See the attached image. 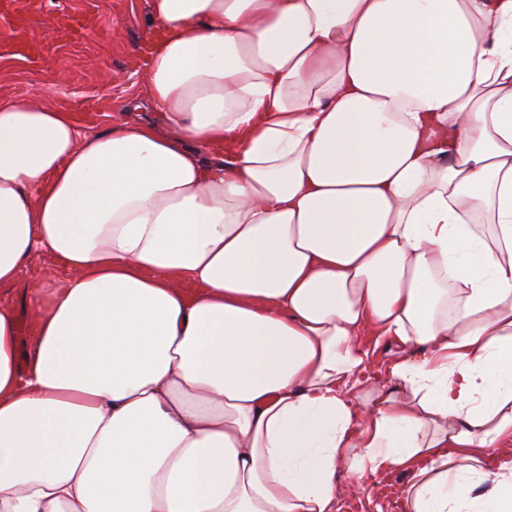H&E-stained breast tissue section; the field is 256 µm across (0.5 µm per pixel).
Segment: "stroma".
<instances>
[{
	"label": "stroma",
	"mask_w": 512,
	"mask_h": 512,
	"mask_svg": "<svg viewBox=\"0 0 512 512\" xmlns=\"http://www.w3.org/2000/svg\"><path fill=\"white\" fill-rule=\"evenodd\" d=\"M154 34L148 0H14L0 8V103L41 93L88 134L114 119L153 120L143 87ZM47 270L34 254L11 293L23 352L36 332L23 292Z\"/></svg>",
	"instance_id": "stroma-1"
}]
</instances>
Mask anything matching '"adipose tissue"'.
<instances>
[{
	"label": "adipose tissue",
	"mask_w": 512,
	"mask_h": 512,
	"mask_svg": "<svg viewBox=\"0 0 512 512\" xmlns=\"http://www.w3.org/2000/svg\"><path fill=\"white\" fill-rule=\"evenodd\" d=\"M148 10L157 122L0 104V287L67 271L27 354L0 301V512H512V0ZM396 350L395 345L380 344V346L370 355L369 361V375L379 381L386 379L387 363L390 359L394 358L393 352ZM347 483L346 478L340 476V480L337 482L339 494L336 498V512H345L344 506L348 503L355 506L354 512H378L376 507L379 501L375 497L374 492L351 493L345 489Z\"/></svg>",
	"instance_id": "obj_1"
}]
</instances>
